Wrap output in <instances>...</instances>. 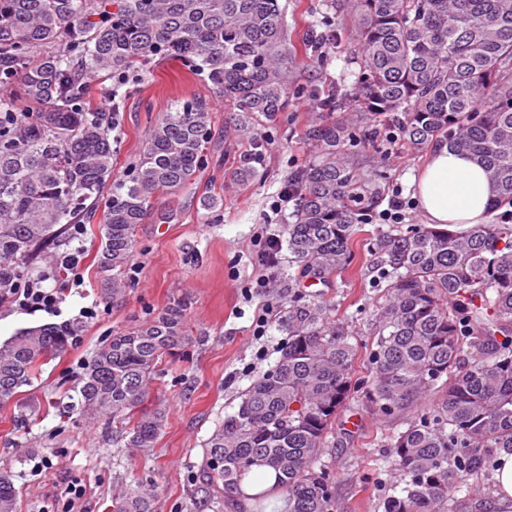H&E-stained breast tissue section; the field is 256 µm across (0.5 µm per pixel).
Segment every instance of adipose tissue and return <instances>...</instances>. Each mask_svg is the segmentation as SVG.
<instances>
[{"instance_id": "1", "label": "adipose tissue", "mask_w": 512, "mask_h": 512, "mask_svg": "<svg viewBox=\"0 0 512 512\" xmlns=\"http://www.w3.org/2000/svg\"><path fill=\"white\" fill-rule=\"evenodd\" d=\"M425 223L463 229L487 223L492 187L483 168L469 157L436 145L416 185ZM489 498L475 502L474 512H512V453H502L494 472Z\"/></svg>"}]
</instances>
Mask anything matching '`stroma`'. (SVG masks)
Instances as JSON below:
<instances>
[{"label":"stroma","instance_id":"stroma-1","mask_svg":"<svg viewBox=\"0 0 512 512\" xmlns=\"http://www.w3.org/2000/svg\"><path fill=\"white\" fill-rule=\"evenodd\" d=\"M289 27L300 31H336L323 46L324 61L298 65L299 92L289 99L266 155L260 181L242 187L231 180L232 154L224 148V127L232 113L211 84L177 62L154 61L131 74L121 95L111 132L116 174H125L138 160L149 129L178 100L199 97L212 107V137L205 165L185 189L160 194L143 224L134 232L135 246L128 272L130 286L123 299L105 301L97 251L102 214L91 217L83 235L52 249L47 261L35 262L33 273L56 265L58 259L81 249L82 285L65 277L50 279L66 299L59 314L28 312L0 302V342L19 329L44 324L73 325L76 334L65 355L43 365L31 385L10 401L0 402V472L19 491L18 512H104L125 486L150 477L157 485L156 512H216L196 480L203 445L225 414L233 412L240 394L274 366L284 342L274 318L264 335L255 322L264 310L287 309L288 291L281 274L288 252L280 250L276 267L260 265L261 238L281 234L290 209L273 212L272 202L291 171L308 160L312 147L305 129L312 117L305 104L319 91L344 83L349 35L333 0H279ZM373 157L386 174L375 211L387 208L394 191L415 196V181L427 153L414 154L400 140L379 146ZM380 221L363 225L353 242L355 263L331 285L310 287L320 292L338 316L355 331L360 348L355 374L367 376L364 346L371 309L381 293L364 261ZM183 305L190 343L158 367L145 403L167 410L161 437L150 455L128 453L104 442L100 425L79 415L62 417L58 402L73 396L84 362L113 334L147 323L174 305ZM342 418L346 431L337 432L335 447L325 449L321 463L336 478L337 512H381L380 502L397 484L385 468L391 436L406 427L403 416L382 417L360 398L347 400ZM83 488L81 498L69 499L68 484Z\"/></svg>","mask_w":512,"mask_h":512}]
</instances>
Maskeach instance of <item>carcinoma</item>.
I'll return each mask as SVG.
<instances>
[{
	"instance_id": "obj_1",
	"label": "carcinoma",
	"mask_w": 512,
	"mask_h": 512,
	"mask_svg": "<svg viewBox=\"0 0 512 512\" xmlns=\"http://www.w3.org/2000/svg\"><path fill=\"white\" fill-rule=\"evenodd\" d=\"M339 8L353 34V80L327 90L305 131L313 156L285 184L295 208L283 236L297 267L288 287L299 278L327 286L354 263V238L385 179L367 152L392 133L413 153L446 142L469 155L500 211L465 232L393 224L367 258L384 288L371 319L367 402L399 416L439 395L391 438L401 487L383 512H442L468 476L512 451V0H341ZM322 40L288 30L279 0H0V285L21 278L56 226L81 223L110 188L97 265L103 299H121L136 225L205 162L211 105L189 99L156 120L143 155L114 178L103 119L84 106L90 79L177 61L235 113L224 127L230 143L276 123L295 92L298 46L316 57ZM47 44L56 53L35 58ZM269 145L254 139L239 154L237 184L260 178ZM278 330L286 341L274 366L204 443L199 481L217 512L237 502L257 464L278 474L288 512H334L335 481L318 462L355 389L357 345L344 321L303 293ZM70 340V328L40 325L0 343V401ZM190 341L179 305L114 334L84 363L79 414L149 453L166 413L137 408L158 363ZM153 487L147 479L124 488L112 512H155ZM17 497L0 473V512H17Z\"/></svg>"
}]
</instances>
